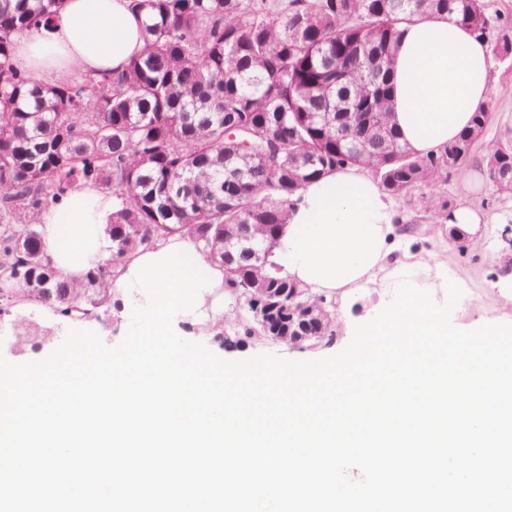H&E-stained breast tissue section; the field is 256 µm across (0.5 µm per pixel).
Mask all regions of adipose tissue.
<instances>
[{
	"mask_svg": "<svg viewBox=\"0 0 512 512\" xmlns=\"http://www.w3.org/2000/svg\"><path fill=\"white\" fill-rule=\"evenodd\" d=\"M143 15L130 0H64L51 28L15 36L14 59L35 81L75 72L117 74L144 48ZM395 57L394 121L420 155L453 141L485 102L494 67L486 42L447 17L403 25ZM112 198L93 185L44 210L42 258L77 283L108 257ZM395 201L364 167L347 166L301 192L268 257L270 271L310 293L344 301L375 288L390 298L402 280L436 284L439 260L406 245Z\"/></svg>",
	"mask_w": 512,
	"mask_h": 512,
	"instance_id": "obj_1",
	"label": "adipose tissue"
}]
</instances>
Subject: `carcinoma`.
<instances>
[{
  "mask_svg": "<svg viewBox=\"0 0 512 512\" xmlns=\"http://www.w3.org/2000/svg\"><path fill=\"white\" fill-rule=\"evenodd\" d=\"M62 0H0V301L60 316L118 308L108 277L130 252L170 235L229 266L242 339H335L336 302L272 277L249 247L268 248L300 192L349 165L394 198L419 195V217L446 224L448 174L468 163L491 122L421 156L392 123L390 66L404 24L448 15L512 56V17L488 0H131L145 47L117 75L32 81L13 37L49 28ZM487 182L512 195V140L489 145ZM93 183L112 195L109 258L68 284L41 259L37 215Z\"/></svg>",
  "mask_w": 512,
  "mask_h": 512,
  "instance_id": "obj_1",
  "label": "carcinoma"
}]
</instances>
